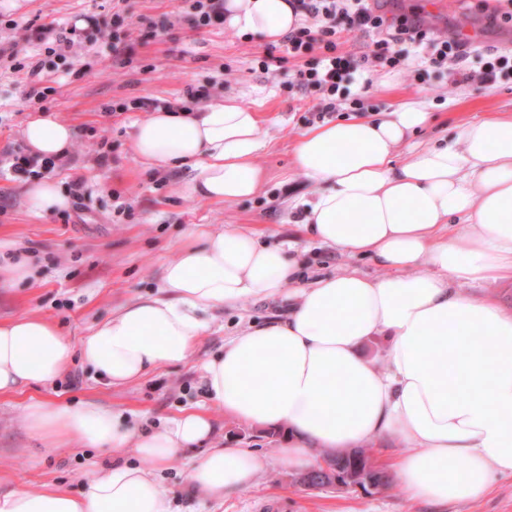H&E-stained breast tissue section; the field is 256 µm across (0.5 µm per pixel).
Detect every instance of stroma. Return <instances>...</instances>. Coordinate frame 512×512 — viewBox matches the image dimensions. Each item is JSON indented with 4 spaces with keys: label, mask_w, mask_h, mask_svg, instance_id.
<instances>
[{
    "label": "stroma",
    "mask_w": 512,
    "mask_h": 512,
    "mask_svg": "<svg viewBox=\"0 0 512 512\" xmlns=\"http://www.w3.org/2000/svg\"><path fill=\"white\" fill-rule=\"evenodd\" d=\"M498 0H380L393 16L412 10L426 14L434 31H456L479 46L512 50V27L492 24L487 15ZM113 0H0V13L17 23L0 28V43L18 42L24 54L43 52L36 37L27 36L23 24L55 23L70 26L76 16L102 20V31L86 29L70 57L81 77L66 74L47 57L46 71L60 93L32 105L24 92L22 74L0 72V161L25 148L23 128L42 110L74 129L67 169L50 172L61 189L72 177H84L91 195L80 213L65 216L57 209L36 216L26 206L24 180L0 174V269L27 267V279L7 286L0 283V319L35 314L54 320L72 344H79L100 319L140 296L159 291L164 265L175 258L186 232L205 225L220 230L233 225L250 227L264 242L292 243L302 280L310 281L344 267L368 276L378 270L367 260L340 254L308 241L299 222L312 187L293 167L297 136L311 128L313 95L289 91L287 82L298 62L291 57L259 68L266 43L255 36H239L221 28L196 31L178 19L176 0H123L126 20L111 25ZM149 16L157 28L147 40L138 26ZM131 57L122 67L118 58ZM223 84V94L264 114L265 147L256 162L267 173L262 192L252 198L212 204L176 189L189 180L186 168L146 167L133 154V125L140 110L106 115L105 106L138 97L186 101L189 89ZM345 98L363 97L369 115L391 111L401 102H415L431 119L411 140L432 145L454 140L466 121L490 112L512 113V80L485 86L449 87L448 74L423 67L420 85L404 74L378 73L371 84H349ZM107 146L111 161L99 166L100 146ZM287 297L245 299L237 305L207 314L209 327L198 346L182 364L164 366L140 382L111 386L95 381L90 368L74 359L67 376L46 386H32L0 397V489L17 485L32 489L53 482L80 493L89 463L108 465L110 452L75 442L55 453L40 454L38 443L24 428V406L42 398L64 406L89 401L120 411L132 426L162 428L184 410L208 407L214 419L211 446L231 444L261 451L266 470L246 490L225 495L222 502L202 503L192 498L186 474L194 451H186L157 469L161 484L173 498L176 512H512V477L496 480L492 491L477 501L430 504L412 499L405 486L368 494L355 487L308 489L296 483V469L280 458L283 430L259 429L225 416L207 404L201 367L224 345L226 336L254 322L283 317Z\"/></svg>",
    "instance_id": "35a3bbf8"
}]
</instances>
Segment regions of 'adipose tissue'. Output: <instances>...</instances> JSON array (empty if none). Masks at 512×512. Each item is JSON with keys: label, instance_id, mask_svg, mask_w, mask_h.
Segmentation results:
<instances>
[{"label": "adipose tissue", "instance_id": "adipose-tissue-1", "mask_svg": "<svg viewBox=\"0 0 512 512\" xmlns=\"http://www.w3.org/2000/svg\"><path fill=\"white\" fill-rule=\"evenodd\" d=\"M228 24L280 40L296 17L288 0H226ZM430 115L402 104L381 119L351 116L302 132L294 166L316 192L301 230L309 240L385 269L370 279L345 269L301 283L293 256L229 227L190 230L164 267L162 295L98 321L79 346L38 315L0 321V395L47 385L80 354L95 379L115 386L185 362L207 329L206 312L245 298L287 296V314L225 339L202 377L209 402L247 425L287 432L279 453L299 469L390 438L409 447L393 463L416 500L475 501L512 476V311L458 287L512 280V113L459 129L453 144L408 146ZM262 114L229 97L197 112L150 113L132 148L154 166H187L183 193L209 202L258 194L265 173ZM31 154L65 156L72 129L37 114L24 129ZM406 160H398L401 146ZM432 274H422V267ZM387 341L383 365L362 347ZM24 422L51 454L71 441L112 452L109 468L84 474L73 494L46 483L0 492V512H173L153 472L124 462L126 448L158 465L210 438L213 422L187 410L157 430L128 426L88 403L35 399ZM265 459L245 448H208L187 472L199 500L249 488Z\"/></svg>", "mask_w": 512, "mask_h": 512}]
</instances>
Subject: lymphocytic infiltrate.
<instances>
[{"label": "lymphocytic infiltrate", "instance_id": "f902f5d3", "mask_svg": "<svg viewBox=\"0 0 512 512\" xmlns=\"http://www.w3.org/2000/svg\"><path fill=\"white\" fill-rule=\"evenodd\" d=\"M292 7L301 19L284 36L283 45L301 64L288 85L320 92L317 114L321 117L338 111L344 85L355 73L409 71L416 49L422 50L428 64L438 69L474 54L480 67L462 73V80L467 82L491 84L502 78L512 79V52L494 48L471 51L469 39L458 34H435L416 12L389 17L371 8L368 0H293ZM341 23L350 31L372 36L368 52L357 57L339 51L337 26ZM312 52L318 53L317 62L303 63V56Z\"/></svg>", "mask_w": 512, "mask_h": 512}]
</instances>
